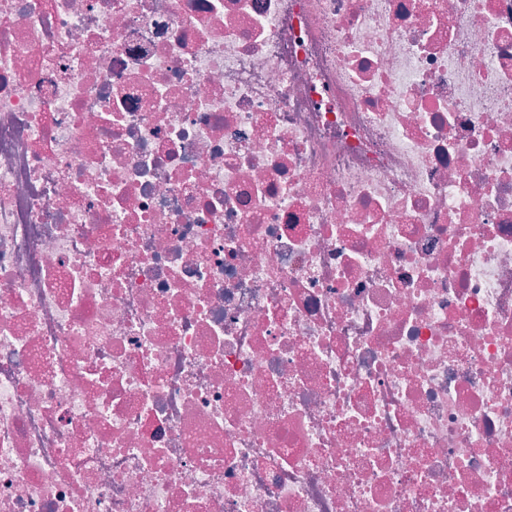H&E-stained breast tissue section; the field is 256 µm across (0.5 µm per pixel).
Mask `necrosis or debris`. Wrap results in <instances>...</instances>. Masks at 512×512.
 <instances>
[{
	"mask_svg": "<svg viewBox=\"0 0 512 512\" xmlns=\"http://www.w3.org/2000/svg\"><path fill=\"white\" fill-rule=\"evenodd\" d=\"M0 512H512V0H0Z\"/></svg>",
	"mask_w": 512,
	"mask_h": 512,
	"instance_id": "necrosis-or-debris-1",
	"label": "necrosis or debris"
}]
</instances>
